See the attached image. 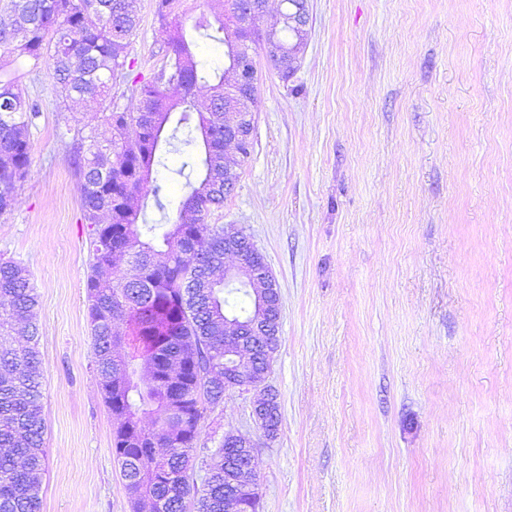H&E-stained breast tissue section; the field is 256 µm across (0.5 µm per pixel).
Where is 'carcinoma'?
I'll return each mask as SVG.
<instances>
[{"label":"carcinoma","instance_id":"obj_1","mask_svg":"<svg viewBox=\"0 0 512 512\" xmlns=\"http://www.w3.org/2000/svg\"><path fill=\"white\" fill-rule=\"evenodd\" d=\"M165 34V62L137 88L132 111L112 97V85L133 63L130 40L139 27L132 0H10L0 22V48L30 62L28 73L47 67L58 101L100 114L111 138L77 129L72 145L81 178L84 220L91 232L93 265L87 278L88 316L94 336V371L113 417L114 455L134 512L165 501L170 512H224V495L248 448L224 449L200 467L193 452L207 408L224 402V318L256 319V303L244 288L224 287V225L210 224L224 205V81L228 67L207 70L197 58L201 38L229 45L243 35L217 16L218 27L199 24L190 33L176 14V0H156ZM294 4L281 0L280 28L268 40L275 69L299 57L304 42L286 20ZM208 87L199 102L196 89ZM180 112L176 123L172 114ZM40 106L28 101L18 77L0 78V211L16 200L18 183L31 167L30 130ZM135 127V137L127 130ZM181 144L202 142L196 184L179 203L176 221L158 241L149 224L138 225L153 169ZM208 225L201 234V225ZM38 295L24 266L0 260V512H41L43 371L36 323ZM129 325L133 352L115 322Z\"/></svg>","mask_w":512,"mask_h":512}]
</instances>
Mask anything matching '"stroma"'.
I'll return each instance as SVG.
<instances>
[{"mask_svg":"<svg viewBox=\"0 0 512 512\" xmlns=\"http://www.w3.org/2000/svg\"><path fill=\"white\" fill-rule=\"evenodd\" d=\"M133 69L163 61L155 0H134ZM282 77L256 52L252 147L213 212L263 254L281 298L264 437L257 392L207 410L256 444L260 512H512V0H309ZM32 165L0 213V258L39 306L42 512H132L116 420L92 370L80 180L48 70ZM170 153L139 218L163 234L188 192Z\"/></svg>","mask_w":512,"mask_h":512,"instance_id":"stroma-1","label":"stroma"}]
</instances>
